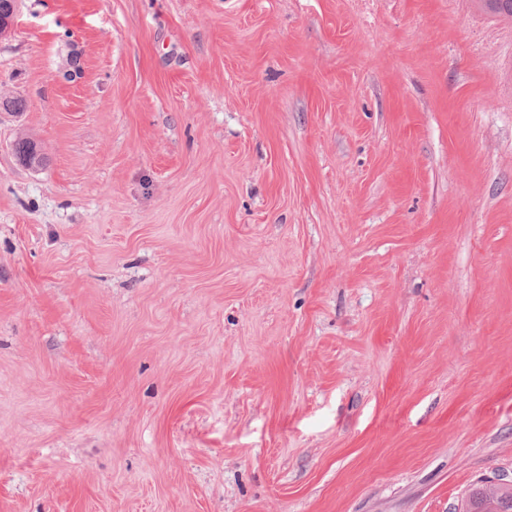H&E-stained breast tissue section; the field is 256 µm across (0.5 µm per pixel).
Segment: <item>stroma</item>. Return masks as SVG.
<instances>
[{
    "mask_svg": "<svg viewBox=\"0 0 512 512\" xmlns=\"http://www.w3.org/2000/svg\"><path fill=\"white\" fill-rule=\"evenodd\" d=\"M1 96L0 512H462L512 481V21L18 0Z\"/></svg>",
    "mask_w": 512,
    "mask_h": 512,
    "instance_id": "35a3bbf8",
    "label": "stroma"
}]
</instances>
